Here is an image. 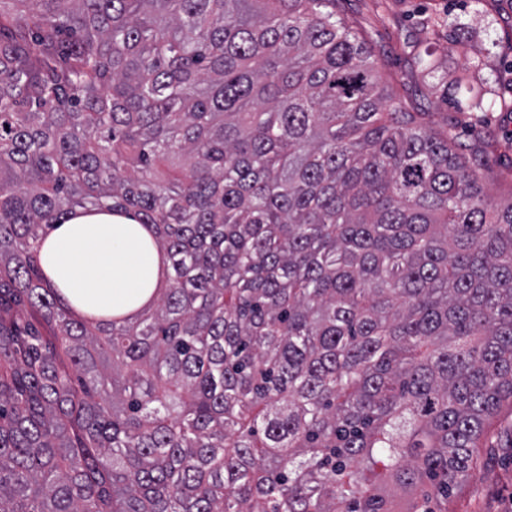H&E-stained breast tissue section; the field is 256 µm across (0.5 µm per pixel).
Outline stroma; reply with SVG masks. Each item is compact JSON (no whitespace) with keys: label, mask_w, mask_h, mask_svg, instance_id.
<instances>
[{"label":"stroma","mask_w":512,"mask_h":512,"mask_svg":"<svg viewBox=\"0 0 512 512\" xmlns=\"http://www.w3.org/2000/svg\"><path fill=\"white\" fill-rule=\"evenodd\" d=\"M341 12L356 22L380 56L389 81L406 107H428L436 125L453 126L459 142L485 134L493 191L512 187V112L498 98L512 94V10L495 11L482 0H341ZM441 24L439 38L417 39L427 18ZM464 45H457V36ZM435 65L437 77L422 75L416 59ZM482 68H473V61ZM469 86L458 101L447 84ZM483 98L470 107V97ZM448 512H512V402H503L480 440V461L472 477L448 496Z\"/></svg>","instance_id":"stroma-1"}]
</instances>
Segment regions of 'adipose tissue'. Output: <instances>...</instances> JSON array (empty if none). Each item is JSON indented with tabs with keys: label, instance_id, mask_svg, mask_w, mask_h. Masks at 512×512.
I'll list each match as a JSON object with an SVG mask.
<instances>
[{
	"label": "adipose tissue",
	"instance_id": "ef3b65f1",
	"mask_svg": "<svg viewBox=\"0 0 512 512\" xmlns=\"http://www.w3.org/2000/svg\"><path fill=\"white\" fill-rule=\"evenodd\" d=\"M49 278L85 316L133 313L162 286L156 244L141 225L108 213L77 214L40 250Z\"/></svg>",
	"mask_w": 512,
	"mask_h": 512
}]
</instances>
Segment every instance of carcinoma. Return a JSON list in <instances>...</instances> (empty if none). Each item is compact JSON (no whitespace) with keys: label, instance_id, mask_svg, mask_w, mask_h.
I'll use <instances>...</instances> for the list:
<instances>
[{"label":"carcinoma","instance_id":"obj_1","mask_svg":"<svg viewBox=\"0 0 512 512\" xmlns=\"http://www.w3.org/2000/svg\"><path fill=\"white\" fill-rule=\"evenodd\" d=\"M338 4L0 0V512H436L477 467L512 190ZM78 208L151 229L157 308L45 277Z\"/></svg>","mask_w":512,"mask_h":512}]
</instances>
